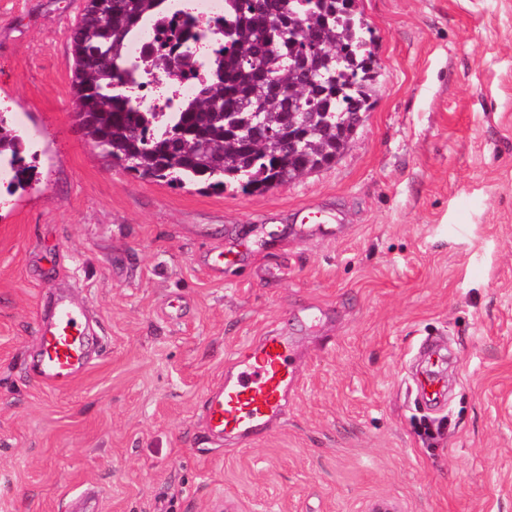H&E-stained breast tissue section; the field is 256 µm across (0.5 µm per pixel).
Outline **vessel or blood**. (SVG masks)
<instances>
[{
    "label": "vessel or blood",
    "instance_id": "vessel-or-blood-1",
    "mask_svg": "<svg viewBox=\"0 0 512 512\" xmlns=\"http://www.w3.org/2000/svg\"><path fill=\"white\" fill-rule=\"evenodd\" d=\"M35 380L46 386L71 382L87 364L88 341L81 314L69 302H56L53 319L39 328ZM298 388L295 356L287 337H262L237 353L224 378L202 400L208 433L215 438L249 440L278 418Z\"/></svg>",
    "mask_w": 512,
    "mask_h": 512
}]
</instances>
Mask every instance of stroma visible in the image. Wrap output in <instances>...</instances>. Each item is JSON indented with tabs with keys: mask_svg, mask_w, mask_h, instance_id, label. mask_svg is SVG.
<instances>
[{
	"mask_svg": "<svg viewBox=\"0 0 512 512\" xmlns=\"http://www.w3.org/2000/svg\"><path fill=\"white\" fill-rule=\"evenodd\" d=\"M82 3L0 0V108L37 154L26 188L0 176V512H512V0H358L373 106L336 164L261 195L149 182L88 142ZM307 206L338 223L299 228ZM60 298L89 362L47 387ZM272 332L296 353L285 414L210 439L203 394Z\"/></svg>",
	"mask_w": 512,
	"mask_h": 512,
	"instance_id": "35a3bbf8",
	"label": "stroma"
}]
</instances>
